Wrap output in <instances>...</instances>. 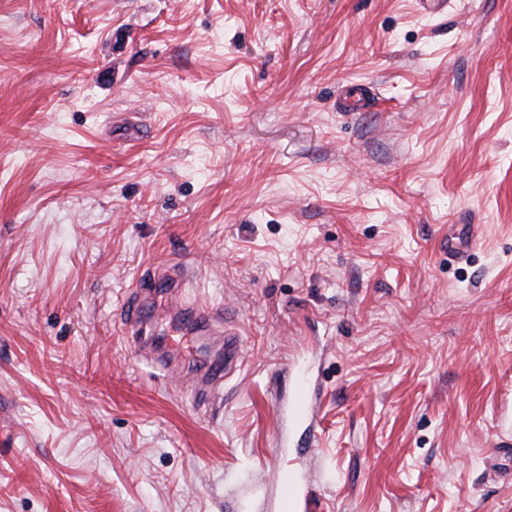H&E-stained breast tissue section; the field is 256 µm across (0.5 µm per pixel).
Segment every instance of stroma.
I'll return each mask as SVG.
<instances>
[{
  "label": "stroma",
  "mask_w": 512,
  "mask_h": 512,
  "mask_svg": "<svg viewBox=\"0 0 512 512\" xmlns=\"http://www.w3.org/2000/svg\"><path fill=\"white\" fill-rule=\"evenodd\" d=\"M354 84L374 107L339 111ZM163 262L241 333L217 410L125 337ZM294 483L512 512V0H0V512ZM309 382L306 379L300 380L294 390L292 403L288 407V422L292 424L300 423L305 417L313 418L315 405L317 401V389L314 388L310 401H314V405L309 404Z\"/></svg>",
  "instance_id": "1"
}]
</instances>
